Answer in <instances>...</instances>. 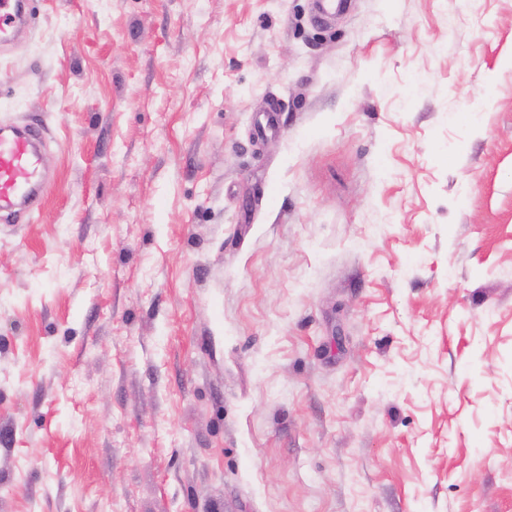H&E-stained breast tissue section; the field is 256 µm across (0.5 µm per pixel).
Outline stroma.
Segmentation results:
<instances>
[{
  "mask_svg": "<svg viewBox=\"0 0 512 512\" xmlns=\"http://www.w3.org/2000/svg\"><path fill=\"white\" fill-rule=\"evenodd\" d=\"M315 4L0 41V512H512V0ZM40 133L26 126L0 129V221L16 223L41 205Z\"/></svg>",
  "mask_w": 512,
  "mask_h": 512,
  "instance_id": "35a3bbf8",
  "label": "stroma"
}]
</instances>
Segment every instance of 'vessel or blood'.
<instances>
[{
    "mask_svg": "<svg viewBox=\"0 0 512 512\" xmlns=\"http://www.w3.org/2000/svg\"><path fill=\"white\" fill-rule=\"evenodd\" d=\"M24 0H0V28H18ZM40 134L26 126L0 129V221L15 223L41 204Z\"/></svg>",
    "mask_w": 512,
    "mask_h": 512,
    "instance_id": "1",
    "label": "vessel or blood"
}]
</instances>
